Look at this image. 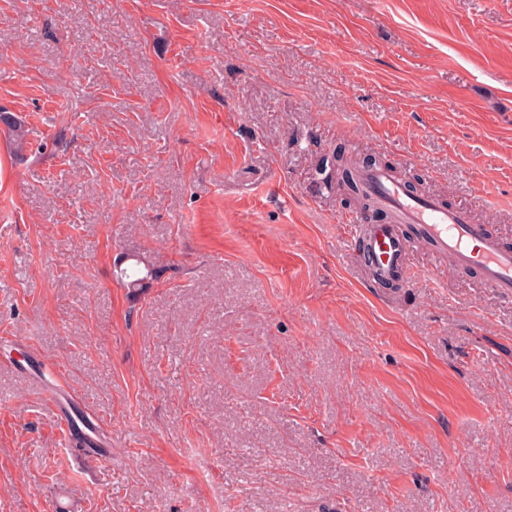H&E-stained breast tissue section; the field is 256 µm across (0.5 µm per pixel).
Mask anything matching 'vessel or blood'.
I'll list each match as a JSON object with an SVG mask.
<instances>
[{
	"mask_svg": "<svg viewBox=\"0 0 512 512\" xmlns=\"http://www.w3.org/2000/svg\"><path fill=\"white\" fill-rule=\"evenodd\" d=\"M364 190L388 209L389 223L355 222L353 238L362 241L377 277L408 282L414 271L408 263L403 226H417L433 240L435 252L451 256L457 265L475 266L483 285L499 296L512 297V250L505 249L485 225L473 223L466 207H446L430 195L410 193L402 179L387 168L362 171Z\"/></svg>",
	"mask_w": 512,
	"mask_h": 512,
	"instance_id": "1",
	"label": "vessel or blood"
}]
</instances>
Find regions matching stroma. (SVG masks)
<instances>
[{"instance_id":"stroma-1","label":"stroma","mask_w":512,"mask_h":512,"mask_svg":"<svg viewBox=\"0 0 512 512\" xmlns=\"http://www.w3.org/2000/svg\"><path fill=\"white\" fill-rule=\"evenodd\" d=\"M0 109V512H512V298L374 283L317 171L512 246V0H0ZM128 260L135 261V267H139L142 264L146 271L143 276H140L141 269L133 268L129 271L128 268H121L123 263L119 266L120 262H117V266L119 267V270L117 269L116 274L117 279L121 282L124 288H127L128 293H130L131 296H136L149 288L150 281L153 279V277H155L156 274L148 265L145 264L143 259L139 256H133V258Z\"/></svg>"}]
</instances>
